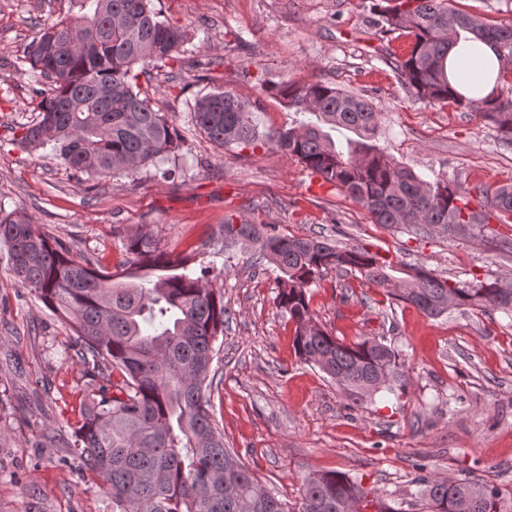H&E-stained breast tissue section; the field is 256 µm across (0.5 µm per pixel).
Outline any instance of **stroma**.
<instances>
[{
	"label": "stroma",
	"instance_id": "1",
	"mask_svg": "<svg viewBox=\"0 0 512 512\" xmlns=\"http://www.w3.org/2000/svg\"><path fill=\"white\" fill-rule=\"evenodd\" d=\"M191 40L178 60L152 63L141 92L181 137L183 171L79 183L62 160L22 146L41 97L21 60L40 22L68 0H0V206L26 215L78 257L110 268L123 240L149 233L170 259L194 253L231 313L215 343L222 383L213 398L224 442L267 490L291 503L302 480L338 471L419 512L412 480L425 460L435 474L497 487L512 512V316L478 308L430 318L377 288L328 272L311 286L310 309L329 334L385 338L406 361L405 391L352 404L295 352V324L276 303L278 272L252 267V246L219 250L225 218L315 232L343 246L418 264L456 282L512 285V224L490 221L424 235L373 223L341 190L277 149L226 150L196 126L197 96L221 88L255 106L260 132L311 121L268 87L322 80L370 100L378 143L427 180L468 188L512 183V147L471 110L415 99L388 55L412 38L380 37L371 0H154ZM85 380L64 324L15 280L0 252V512H111L107 497L72 461L67 444Z\"/></svg>",
	"mask_w": 512,
	"mask_h": 512
}]
</instances>
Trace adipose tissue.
Segmentation results:
<instances>
[{
	"label": "adipose tissue",
	"instance_id": "1",
	"mask_svg": "<svg viewBox=\"0 0 512 512\" xmlns=\"http://www.w3.org/2000/svg\"><path fill=\"white\" fill-rule=\"evenodd\" d=\"M480 64L478 78H471L463 67L464 60ZM500 63L494 49L475 40L459 43L448 53V80L461 94L472 100H480L492 94L499 74Z\"/></svg>",
	"mask_w": 512,
	"mask_h": 512
}]
</instances>
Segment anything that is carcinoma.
Listing matches in <instances>:
<instances>
[{"mask_svg": "<svg viewBox=\"0 0 512 512\" xmlns=\"http://www.w3.org/2000/svg\"><path fill=\"white\" fill-rule=\"evenodd\" d=\"M68 12L43 26L22 61L49 82L40 90L38 120L22 143L51 147L77 179L100 181L148 173L180 172L179 136L169 117L141 95L138 65L177 57L188 42L185 29L160 18L152 0H74ZM451 0H382L375 5L380 32L413 37L407 57L389 60L421 101L452 102L475 111L498 140L512 146V24H494L450 6ZM86 38L92 54L74 45ZM493 46L500 87L480 101L466 99L448 83V51L461 39ZM300 113L299 122L263 136L252 105L229 90L200 96L193 118L209 141L225 147L270 144L321 176L366 209L374 223L424 233L512 223V185L481 190L487 212L469 207L467 192L439 179L431 182L401 165L375 144L378 113L362 96L323 81H287L271 87ZM357 135L336 142L332 133ZM168 163L167 169L159 165ZM227 246L241 239L254 247L255 264L279 270L278 306L295 323L294 346L354 404L380 388L405 391V360L375 337L347 344L322 328L310 310L308 288L329 269L359 275L386 297L428 317L451 308L512 312V288L495 282L458 283L422 265L387 262L362 247L341 248L319 233L295 237L270 224L227 218ZM0 245L21 287L34 294L68 327L79 344L86 378L81 417L70 452L79 470L112 501V512H347L350 502L374 503L377 512H403L375 487L345 473L306 477L301 502L266 490L248 466L224 446L212 398L221 379L213 369L216 337L230 312L209 281V266L190 267L159 251L153 237L134 232L124 241L129 267L117 273L76 257L70 246L46 236L25 215L0 208ZM415 464L412 483L425 512H501V492L467 479L432 476Z\"/></svg>", "mask_w": 512, "mask_h": 512, "instance_id": "obj_1", "label": "carcinoma"}]
</instances>
